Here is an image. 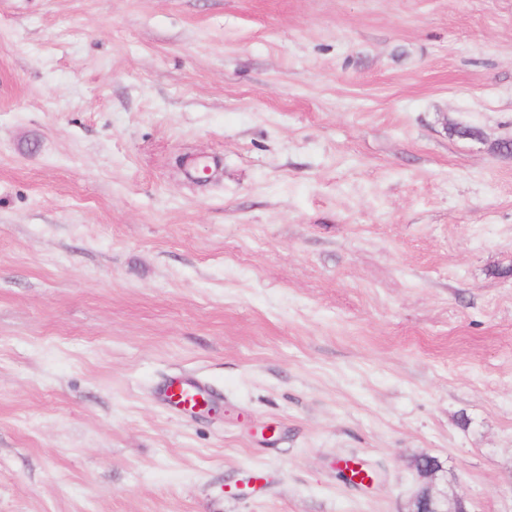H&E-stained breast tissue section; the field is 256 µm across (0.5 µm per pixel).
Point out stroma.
Here are the masks:
<instances>
[{
  "instance_id": "obj_1",
  "label": "stroma",
  "mask_w": 512,
  "mask_h": 512,
  "mask_svg": "<svg viewBox=\"0 0 512 512\" xmlns=\"http://www.w3.org/2000/svg\"><path fill=\"white\" fill-rule=\"evenodd\" d=\"M504 139L512 0H0V512H512ZM161 395L169 405L183 411H192L203 397V388L185 383L179 378H171L164 384ZM428 459L431 464L424 465V461ZM419 461V473L423 482L414 493L409 512H473L469 509L468 500L461 496L454 497V507L448 510V491L439 487L445 468L438 457L422 454Z\"/></svg>"
}]
</instances>
